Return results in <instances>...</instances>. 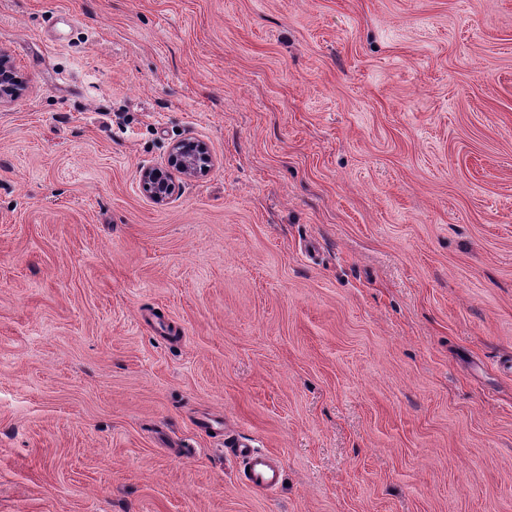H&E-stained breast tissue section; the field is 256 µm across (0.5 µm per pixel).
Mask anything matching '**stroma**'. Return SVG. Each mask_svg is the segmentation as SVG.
Masks as SVG:
<instances>
[{
	"instance_id": "obj_1",
	"label": "stroma",
	"mask_w": 512,
	"mask_h": 512,
	"mask_svg": "<svg viewBox=\"0 0 512 512\" xmlns=\"http://www.w3.org/2000/svg\"><path fill=\"white\" fill-rule=\"evenodd\" d=\"M0 50V512H512V0H0ZM14 66L10 58L0 51V103L16 96L17 88L13 77ZM169 160L179 170L188 173L205 168L210 162V156L203 143L179 140L172 145ZM141 179L144 188L155 201L167 199L174 188L168 176L154 168L145 169L141 174ZM244 459L243 477L255 488L272 489L282 481V468L270 454L251 448H238Z\"/></svg>"
}]
</instances>
